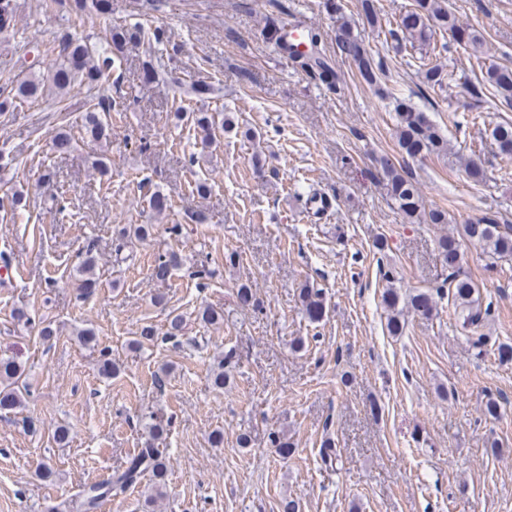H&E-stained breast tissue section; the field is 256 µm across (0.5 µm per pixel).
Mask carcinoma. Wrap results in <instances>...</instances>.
I'll return each instance as SVG.
<instances>
[{
  "mask_svg": "<svg viewBox=\"0 0 512 512\" xmlns=\"http://www.w3.org/2000/svg\"><path fill=\"white\" fill-rule=\"evenodd\" d=\"M72 9L83 13L93 10L104 15L109 12L108 0H74ZM336 46L342 57L356 69L357 76L369 87L381 84L385 72L380 62L376 61L371 50L367 48L361 37L354 32L350 19L344 15L336 17ZM455 36L463 33V45L480 58L483 47V36L475 28L463 24L448 9V0H414L412 8L406 11L391 36L397 43H408L411 48L426 56L436 50L432 39L436 30ZM166 38V31L157 26L145 29L141 24L123 25L115 28L112 35L111 49L100 52L91 48L85 41H79L64 35L57 46L55 62L43 75L32 74L15 81L9 93H0V114L14 108L17 104L36 100L48 90L64 96L75 85L85 84L94 89L97 83L112 74L116 60L120 59L125 49L143 42L159 44ZM485 81L492 87L495 96L507 105L512 106V68L497 65L489 66L484 75ZM424 81L428 87L440 90L452 86L457 81L456 72L441 64L428 67L424 72ZM394 111L397 120V143L400 153L414 158L422 154H448V140L445 139L429 119L428 115L402 98H394ZM115 110V103L110 98L97 95L89 100V107L82 116L83 127L97 142H108L112 135V124L101 119V115ZM194 124L204 133V141L215 137L216 125L207 112L192 113ZM490 136L496 143L501 155L512 158V123L504 122L495 125ZM385 175L387 193L397 209L410 222L425 224H446L448 214L442 209L425 211L422 206L420 190L414 179L399 170L392 159L383 156L379 159ZM477 241L492 254L500 257H512V225L494 223L464 224L458 234L443 237L439 246L448 266H458L461 259L460 240ZM180 263L177 253L171 251L160 255L152 266V277L166 281ZM95 257L88 254L77 268L79 289L91 294L97 288L98 277L95 268ZM448 302L459 315L461 325L468 329L481 325L488 310L482 308V299L474 281L467 275L457 273L448 283ZM302 309L306 316L317 322L325 314L323 292L319 288L305 286L301 293ZM386 307L392 312L389 329L393 334L402 330L400 316L403 309L408 308L422 315L432 313L435 308L433 296L417 293L405 300H400L396 290L389 288L383 295ZM24 369L13 359L0 360V410H13L21 406V390L19 380ZM168 463L164 450L148 445L138 450L126 462V465L114 472L106 481L85 484L74 493L63 507L74 512H98L102 503L112 496V492L123 491L136 485L147 473L155 480L156 494L163 495Z\"/></svg>",
  "mask_w": 512,
  "mask_h": 512,
  "instance_id": "cac0c4a2",
  "label": "carcinoma"
}]
</instances>
